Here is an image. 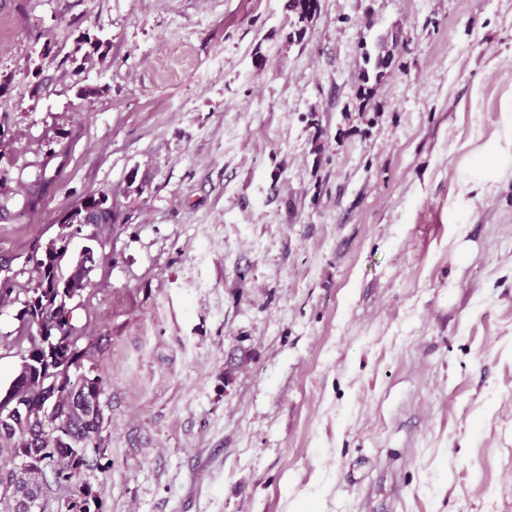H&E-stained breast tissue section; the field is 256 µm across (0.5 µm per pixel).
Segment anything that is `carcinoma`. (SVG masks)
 Segmentation results:
<instances>
[{"mask_svg": "<svg viewBox=\"0 0 512 512\" xmlns=\"http://www.w3.org/2000/svg\"><path fill=\"white\" fill-rule=\"evenodd\" d=\"M317 0H289L294 15L292 38H303L305 23ZM109 195L99 190L86 196L58 220L59 231L43 253L33 252L31 278L25 285L13 278L0 281V301L20 305V325L12 343L20 365L8 385L0 386V462L18 456L47 458V471L34 468L20 473L0 465V486H11L0 496V512H27L25 502L39 499L49 506L47 475L61 491L55 497V512H102L103 501L89 483L71 490L82 471L90 467L89 453L98 452L106 441L104 432L111 422L99 404L108 383L99 375H72L91 360L90 351L79 345L80 329L74 311L88 286V274L95 264L94 250L68 255L74 226L92 224L99 229L100 245L112 228Z\"/></svg>", "mask_w": 512, "mask_h": 512, "instance_id": "cac0c4a2", "label": "carcinoma"}]
</instances>
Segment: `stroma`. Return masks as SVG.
Returning <instances> with one entry per match:
<instances>
[{
	"instance_id": "stroma-1",
	"label": "stroma",
	"mask_w": 512,
	"mask_h": 512,
	"mask_svg": "<svg viewBox=\"0 0 512 512\" xmlns=\"http://www.w3.org/2000/svg\"><path fill=\"white\" fill-rule=\"evenodd\" d=\"M292 19L0 0V263L27 282L67 207L112 205L81 479L105 512H512V0Z\"/></svg>"
}]
</instances>
